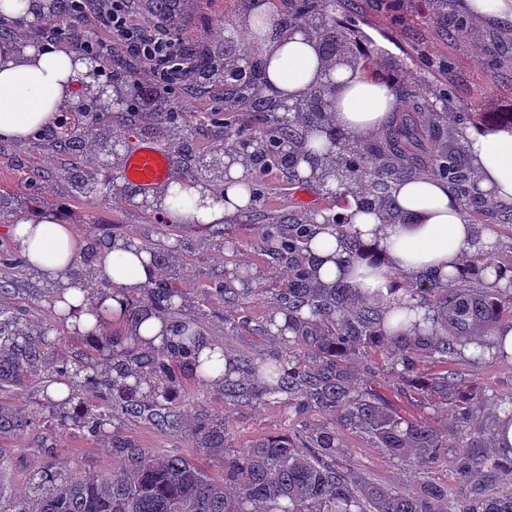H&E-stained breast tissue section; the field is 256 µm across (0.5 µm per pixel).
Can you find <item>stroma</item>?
Wrapping results in <instances>:
<instances>
[{"mask_svg":"<svg viewBox=\"0 0 512 512\" xmlns=\"http://www.w3.org/2000/svg\"><path fill=\"white\" fill-rule=\"evenodd\" d=\"M462 8V0H449L448 17L422 23L410 20L406 11H388L382 0H346L343 14L355 22L364 45L373 50L363 64L367 76L391 78V70L380 69L379 62L384 58L399 60L409 67L412 79L449 87L455 121L458 127L468 129L472 126L474 110L512 104V68L507 66L495 73L487 71L479 64L474 47L466 39L450 36L448 18ZM172 13L181 36L188 42L204 34L215 42H223L226 25H241L244 16L239 0H201L196 7L186 5L185 0H174ZM438 60L449 62V69L437 70L434 63ZM214 107L212 95L188 91L180 95L179 120L189 127L196 147L202 152L224 142V129L212 118ZM60 162V155L47 149L45 141L32 137L0 138V193L24 199L38 171ZM331 204L330 191L274 171L266 177L247 214L225 216L224 236L216 239L206 233L203 226L167 224L149 209L130 206L108 196H99L92 203L70 198L61 185L32 202L36 209L52 207L67 211L68 221L83 238L96 232L130 236L143 243L157 238L165 240L169 248L181 254L176 284L182 295L200 309L198 322L206 336L223 343L237 357L261 358L275 353L287 362L293 361L298 347L294 340L273 333L275 306L270 301V291L281 284L284 270L268 263L259 250V227L288 224L296 218L312 221L327 212ZM244 270L254 275L252 296L235 304H224L214 291L217 282L236 284L239 273ZM456 369L465 386L483 394L484 406L476 423L483 431H490L496 400L512 395V363L496 359L476 363L461 357ZM400 373V367L386 362L380 371L371 375L370 383L398 410L425 418L436 416L435 406L416 407L412 400L399 393ZM183 383L188 417L195 419L205 414L226 421L229 447L244 448L258 438L291 434L302 426L301 418L285 404L228 401L216 389H202L192 373ZM113 427L132 435L143 447L166 453L179 452L202 463L208 460L206 454L193 448L187 431L169 432L145 421L132 424L120 419L114 420ZM42 435V428L36 426L17 436L0 439V447L22 459L10 476L12 489L34 502L39 501L42 493L30 484L27 473L29 466L41 460L38 445ZM341 437L347 460L365 480L388 487L417 486L419 474L413 463L389 456L368 437L351 430H342ZM57 440L65 458L78 469L108 471L117 462L111 449L68 432L58 433Z\"/></svg>","mask_w":512,"mask_h":512,"instance_id":"obj_1","label":"stroma"}]
</instances>
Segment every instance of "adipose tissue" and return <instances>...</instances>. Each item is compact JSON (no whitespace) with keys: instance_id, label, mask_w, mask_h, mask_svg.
I'll list each match as a JSON object with an SVG mask.
<instances>
[{"instance_id":"ef3b65f1","label":"adipose tissue","mask_w":512,"mask_h":512,"mask_svg":"<svg viewBox=\"0 0 512 512\" xmlns=\"http://www.w3.org/2000/svg\"><path fill=\"white\" fill-rule=\"evenodd\" d=\"M268 10L267 0H260L256 18L246 25L253 56L262 62L267 92L292 105L315 86L338 85L332 113L336 127L355 138L379 132L398 107L392 83L327 63L301 30L274 32ZM19 44L16 38L0 42V136L4 138L24 137L50 126L87 70L85 61L75 59L73 52L50 47L37 54L20 49ZM464 146L480 189L512 202V133L473 131ZM247 182L243 167L235 163L224 177L223 189L174 176L162 194L150 196L149 201L167 223L215 224L223 222L226 213L248 205ZM394 197L401 215L396 224L383 223L377 212L362 211L354 203L347 208L350 231L365 247L355 272L347 270L344 238L333 226L320 224L308 246L320 283L327 285L344 276L362 296L372 299L396 287L398 277H444L460 271L466 258L494 251V233L467 222L459 201L438 178L401 182ZM8 233L25 256L28 273L52 285L54 293L72 304L75 312L66 326L84 337L97 321L96 310L119 315L125 299L139 293L154 270L151 254L138 240L113 238L98 261L111 286L95 293L72 280L83 244L58 211L38 209L9 224Z\"/></svg>"}]
</instances>
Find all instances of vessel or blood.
Listing matches in <instances>:
<instances>
[{"label":"vessel or blood","instance_id":"1","mask_svg":"<svg viewBox=\"0 0 512 512\" xmlns=\"http://www.w3.org/2000/svg\"><path fill=\"white\" fill-rule=\"evenodd\" d=\"M176 165L173 154L154 141L141 139L130 148L120 168L121 177L142 194L161 189Z\"/></svg>","mask_w":512,"mask_h":512}]
</instances>
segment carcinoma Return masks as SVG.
<instances>
[{
	"instance_id": "1",
	"label": "carcinoma",
	"mask_w": 512,
	"mask_h": 512,
	"mask_svg": "<svg viewBox=\"0 0 512 512\" xmlns=\"http://www.w3.org/2000/svg\"><path fill=\"white\" fill-rule=\"evenodd\" d=\"M270 2L275 31L305 26L324 59L360 67L358 43L336 19L342 0ZM415 5L420 18L448 11V0H416ZM454 26L481 48L488 67L502 65L485 42L481 25L462 14L454 17ZM243 55L241 46L214 47L213 54L201 59L202 78L195 92L221 89L217 93L221 111L213 116L224 121V146L215 152L233 150L246 140L266 143L265 150L244 157L254 186H260L263 177L274 170L290 169L291 160L278 150L280 142H288L296 151L306 147L310 131L323 128L329 145L315 155L312 166L323 177L336 175L343 186L333 195L338 212L326 217L338 233L348 232L341 213L348 196L377 209L384 223L393 224L400 220L394 186L431 175L448 183L454 196L464 201L470 218L491 210L508 214L500 228L512 236V206L484 199L460 158L464 135H456L453 128L448 112L450 92H435L425 82L414 85L408 72H402L396 84L401 108L379 138L361 145L332 126L329 86L307 91L299 102L300 120L287 122L280 115L278 101L264 92L260 66L242 67ZM77 99L80 112L92 119L95 131L69 138L59 151L78 158L80 165L57 166L35 186L43 193L61 181L72 196L90 201L98 198L94 187L100 177L99 155L115 131L112 109L96 102L89 89L81 90ZM251 120L260 122L262 128L246 138L240 128ZM133 121L175 142L187 176H192L191 169L201 164V157L189 130L175 116L145 103L136 107ZM474 121L483 132L512 129V110L476 112ZM315 228L295 220L264 224L259 232L260 249L269 262L288 267V277L274 300L278 309L288 312V324L300 346L297 361L291 365L277 357L259 363L242 358L224 374L219 391L226 398L258 404L286 398L295 414H311L318 422L305 427L297 439L262 437L247 448L234 450L224 444V421L203 418L189 435L194 447L215 458L222 470L219 476L185 456L156 453L129 435L105 428L115 419L147 420L168 430L183 428L182 380L186 372L198 367L195 354L209 339L197 329L195 319L173 312L172 300L181 296L174 285L179 255L163 240L148 245L158 271L150 288L126 299L123 315L128 328L124 331L109 332L101 323L93 341L64 336L52 346L45 340L43 324L0 306V388L39 384L30 414L7 413L0 407V438L14 436L36 422L49 429L41 444L47 461L28 474L32 484L44 489L35 505L4 480L13 468L14 456L0 448V512H512V493L488 492L493 479L512 480V459H500L483 445L482 432L472 427L483 398L466 392L453 369L462 342L475 336L478 345H493L494 330L502 324L512 325V295L499 287L501 278L512 272V258L478 255L468 259L459 274L448 275L446 282L424 276L416 278L413 288L390 289L386 301L398 305L394 314L399 319L388 329L383 301L372 306L347 281L325 286L313 278V259L306 248ZM111 243L110 235H89L81 277H86L88 268ZM0 266L6 269L0 275V297H6L17 283L11 271L23 270L25 260L18 253L0 254ZM490 272L495 281L488 284ZM404 294L432 312L430 327L406 331ZM152 316L171 323L176 343L166 342L152 351L138 347L137 329ZM372 356L402 366V378L410 387L451 405L454 430L398 413L364 377L350 370L351 361ZM79 363L91 374L77 379L71 396L60 402L51 399L47 387L70 383ZM133 374L150 380L155 392L116 387V382ZM344 427L368 435L392 456L413 460L421 471L440 457H448L470 496L455 499L448 495L447 486L430 479L422 480L418 491L363 480L344 463L340 432ZM59 429L80 433L112 449V455L121 459V468L86 472L70 466L57 451Z\"/></svg>"
}]
</instances>
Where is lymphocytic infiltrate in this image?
Segmentation results:
<instances>
[{
    "label": "lymphocytic infiltrate",
    "mask_w": 512,
    "mask_h": 512,
    "mask_svg": "<svg viewBox=\"0 0 512 512\" xmlns=\"http://www.w3.org/2000/svg\"><path fill=\"white\" fill-rule=\"evenodd\" d=\"M140 0H100L101 7L88 11L84 0H65L63 23L44 21L39 35L47 45L68 42L83 50L98 46L116 64L119 73L133 76L138 69H149L154 86L163 88L165 96L157 105L164 111L177 109L179 93L185 83L194 79L196 61L207 55L212 42L200 37L195 43L184 41L164 6H157L151 19L137 20L135 6ZM94 16L105 39L93 42L77 23L86 16Z\"/></svg>",
    "instance_id": "obj_1"
}]
</instances>
